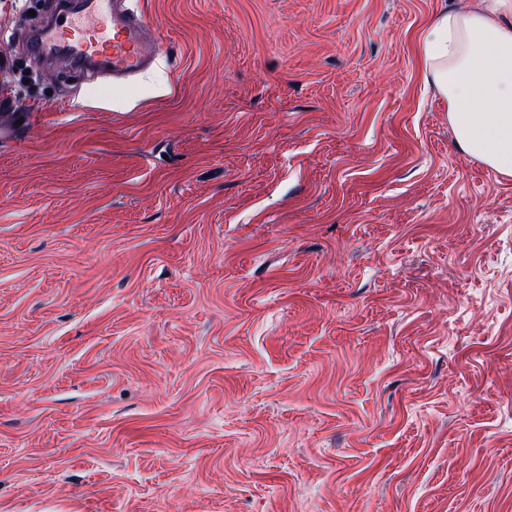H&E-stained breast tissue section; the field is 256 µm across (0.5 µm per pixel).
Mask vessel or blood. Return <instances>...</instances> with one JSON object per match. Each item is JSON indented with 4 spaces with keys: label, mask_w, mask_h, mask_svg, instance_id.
<instances>
[{
    "label": "vessel or blood",
    "mask_w": 512,
    "mask_h": 512,
    "mask_svg": "<svg viewBox=\"0 0 512 512\" xmlns=\"http://www.w3.org/2000/svg\"><path fill=\"white\" fill-rule=\"evenodd\" d=\"M148 27L142 9L127 0H81L71 17L45 26L35 45L67 67H104L122 76L153 64Z\"/></svg>",
    "instance_id": "obj_1"
}]
</instances>
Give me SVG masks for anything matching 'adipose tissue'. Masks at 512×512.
<instances>
[{
  "label": "adipose tissue",
  "mask_w": 512,
  "mask_h": 512,
  "mask_svg": "<svg viewBox=\"0 0 512 512\" xmlns=\"http://www.w3.org/2000/svg\"><path fill=\"white\" fill-rule=\"evenodd\" d=\"M420 53L458 148L512 178V0L441 11Z\"/></svg>",
  "instance_id": "1"
}]
</instances>
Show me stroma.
<instances>
[{"label": "stroma", "mask_w": 512, "mask_h": 512, "mask_svg": "<svg viewBox=\"0 0 512 512\" xmlns=\"http://www.w3.org/2000/svg\"><path fill=\"white\" fill-rule=\"evenodd\" d=\"M472 3L141 0L115 81L0 0V512H512V178L418 51Z\"/></svg>", "instance_id": "obj_1"}]
</instances>
